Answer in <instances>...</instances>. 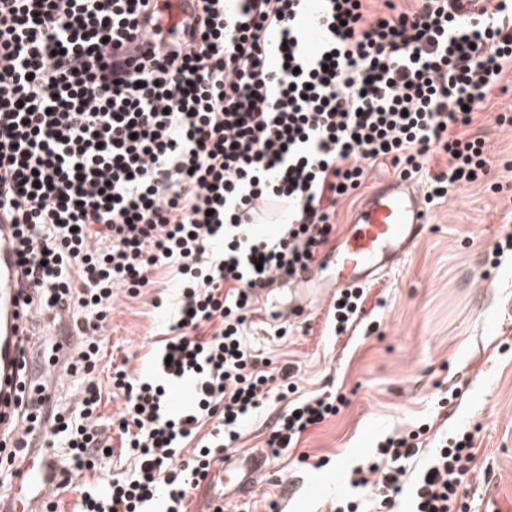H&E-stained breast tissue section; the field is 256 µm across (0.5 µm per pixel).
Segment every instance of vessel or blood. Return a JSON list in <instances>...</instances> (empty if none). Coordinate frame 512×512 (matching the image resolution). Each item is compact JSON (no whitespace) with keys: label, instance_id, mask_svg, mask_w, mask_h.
Masks as SVG:
<instances>
[{"label":"vessel or blood","instance_id":"1","mask_svg":"<svg viewBox=\"0 0 512 512\" xmlns=\"http://www.w3.org/2000/svg\"><path fill=\"white\" fill-rule=\"evenodd\" d=\"M427 215L420 198L407 181L391 179L376 186L355 213L352 222L324 266L302 272L299 283L316 280L344 289L366 282L377 269L405 257L420 239ZM11 225L0 223V393H15V305L18 276L12 246ZM52 459L42 456L39 465L23 463L15 481L0 492V512H16L14 502L21 490L36 487L48 498L55 483L47 471ZM270 470L262 450L239 454L224 462V486L232 496L249 498L258 493Z\"/></svg>","mask_w":512,"mask_h":512}]
</instances>
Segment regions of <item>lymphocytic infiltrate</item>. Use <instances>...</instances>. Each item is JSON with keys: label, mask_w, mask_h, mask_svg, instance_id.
I'll use <instances>...</instances> for the list:
<instances>
[{"label": "lymphocytic infiltrate", "mask_w": 512, "mask_h": 512, "mask_svg": "<svg viewBox=\"0 0 512 512\" xmlns=\"http://www.w3.org/2000/svg\"><path fill=\"white\" fill-rule=\"evenodd\" d=\"M156 0H0V221L16 230L23 316L71 318L81 344L68 363L73 405L16 395L0 421L20 445L41 435L59 449V487L77 512H188L272 395L295 393L287 369L265 370L245 338L257 292L313 266L336 233L340 202H356L374 165L421 181L428 207L484 182L493 159L474 133L512 74V0H192L179 38L155 29L135 75L113 58ZM320 44L310 51L306 29ZM286 224L263 235L268 206ZM177 271L170 336L156 376L113 370L123 407L113 419L129 474L105 467L97 380L116 289L139 294L163 266ZM366 287L341 290L327 322L341 336L362 320ZM187 386L188 402L168 403ZM336 398L289 406L268 444L295 448L338 412ZM206 436L198 430L205 422ZM427 426L381 441L351 484L376 493V512H468L472 432L440 439L417 475ZM190 456H183L185 443ZM98 475L94 488L77 482Z\"/></svg>", "instance_id": "1"}]
</instances>
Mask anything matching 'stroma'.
<instances>
[{
  "mask_svg": "<svg viewBox=\"0 0 512 512\" xmlns=\"http://www.w3.org/2000/svg\"><path fill=\"white\" fill-rule=\"evenodd\" d=\"M481 117L476 131L497 160L490 178L501 192L473 184L432 210L423 238L371 283L354 330L329 335L323 307L282 319L288 285L263 294L246 336L254 353L288 367L299 393H336L344 404L273 457L252 499H227L224 512H269L272 501L281 512H330L336 495L350 490L348 472L381 437L423 423L474 432L475 471L462 487L469 512H512V256L490 260L495 243L512 233V170L503 167L512 160V129L497 126L490 112ZM153 279L137 296L118 291L105 332L106 363L136 375L150 372L173 308L170 269ZM454 388L462 395L448 400ZM287 408L271 397L243 425L238 451L265 447Z\"/></svg>",
  "mask_w": 512,
  "mask_h": 512,
  "instance_id": "1",
  "label": "stroma"
}]
</instances>
